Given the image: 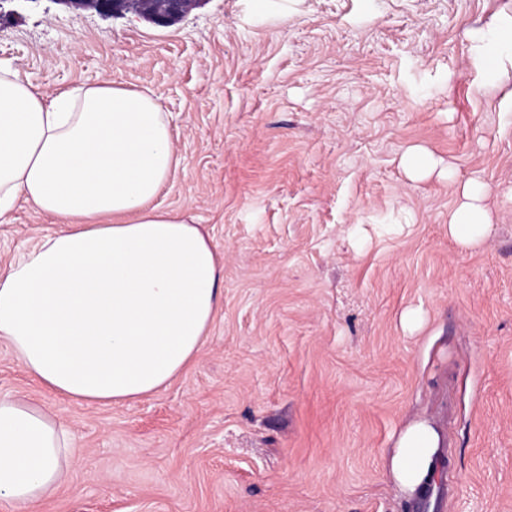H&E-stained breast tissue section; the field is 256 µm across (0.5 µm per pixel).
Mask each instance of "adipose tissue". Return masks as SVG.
Wrapping results in <instances>:
<instances>
[{"label": "adipose tissue", "instance_id": "ef3b65f1", "mask_svg": "<svg viewBox=\"0 0 512 512\" xmlns=\"http://www.w3.org/2000/svg\"><path fill=\"white\" fill-rule=\"evenodd\" d=\"M181 158L154 94L111 82L48 95L0 66V217L17 200L55 219L0 271V339L30 379L77 403L121 404L167 387L199 354L224 303V269L199 225L154 206ZM448 235L479 250L493 228L470 178ZM64 420L0 395V505L39 512L67 480ZM439 435L409 426L391 457L414 497L436 476Z\"/></svg>", "mask_w": 512, "mask_h": 512}]
</instances>
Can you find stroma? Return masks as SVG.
I'll return each instance as SVG.
<instances>
[{"label":"stroma","mask_w":512,"mask_h":512,"mask_svg":"<svg viewBox=\"0 0 512 512\" xmlns=\"http://www.w3.org/2000/svg\"><path fill=\"white\" fill-rule=\"evenodd\" d=\"M510 20L512 0H203L160 27L0 0V64L35 88L160 98L182 165L155 203L224 267L204 348L136 402L54 396L0 340V394L77 442L42 512H512V62H481ZM413 146L430 176L401 166ZM469 176L494 219L475 252L448 236ZM53 229L17 202L0 266ZM419 421L440 435L423 504L388 466ZM401 165L409 176L422 178L433 173L438 166V162L423 149L413 148L404 154Z\"/></svg>","instance_id":"35a3bbf8"}]
</instances>
